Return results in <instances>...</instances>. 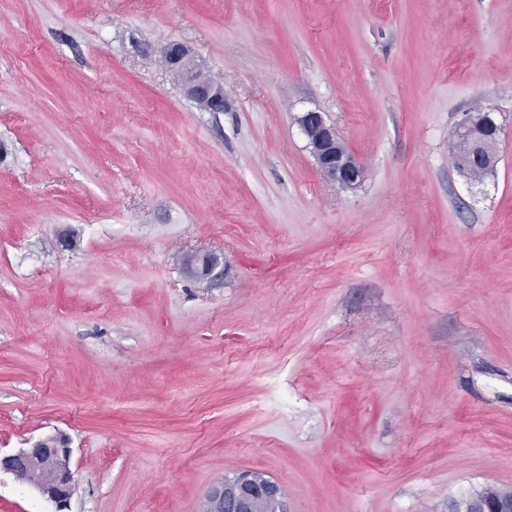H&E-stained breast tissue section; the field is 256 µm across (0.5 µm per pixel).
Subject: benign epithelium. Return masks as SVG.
<instances>
[{
	"mask_svg": "<svg viewBox=\"0 0 512 512\" xmlns=\"http://www.w3.org/2000/svg\"><path fill=\"white\" fill-rule=\"evenodd\" d=\"M165 61L187 98L208 112L224 111V85L211 80L182 43L168 44ZM307 147L323 177L345 188L357 186L363 179V167L349 153L336 127L324 113L310 110L298 118ZM500 127L488 113L466 117L457 128L456 143L465 148L463 165L471 171H489L497 163ZM212 251L192 256L188 269L200 280L208 278L219 265ZM72 449L63 435L50 436L32 447L11 454H0V473H9L33 484L56 504L57 512H66L74 492L71 470ZM258 503H266L282 512L281 486L265 477L257 479L242 471L213 485L207 492L202 512H255ZM452 512H512V490H497L487 495L463 499Z\"/></svg>",
	"mask_w": 512,
	"mask_h": 512,
	"instance_id": "7a95c632",
	"label": "benign epithelium"
}]
</instances>
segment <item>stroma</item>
Listing matches in <instances>:
<instances>
[{
	"label": "stroma",
	"mask_w": 512,
	"mask_h": 512,
	"mask_svg": "<svg viewBox=\"0 0 512 512\" xmlns=\"http://www.w3.org/2000/svg\"><path fill=\"white\" fill-rule=\"evenodd\" d=\"M58 434L70 512H199L244 470L288 512L512 490V0H0V452ZM53 509L0 475V512ZM165 61L187 98L208 112L224 111V85L211 80L182 43L168 44ZM307 147L323 177L345 188H354L363 179V167L349 153L333 124L324 113L310 110L298 118ZM499 135L500 127L489 113L466 117L456 132V144L465 148L464 167L471 171L493 169L497 163ZM220 257L212 251H204L194 254L192 259L186 264L188 269L197 277V279H208V276L219 265Z\"/></svg>",
	"instance_id": "stroma-1"
}]
</instances>
